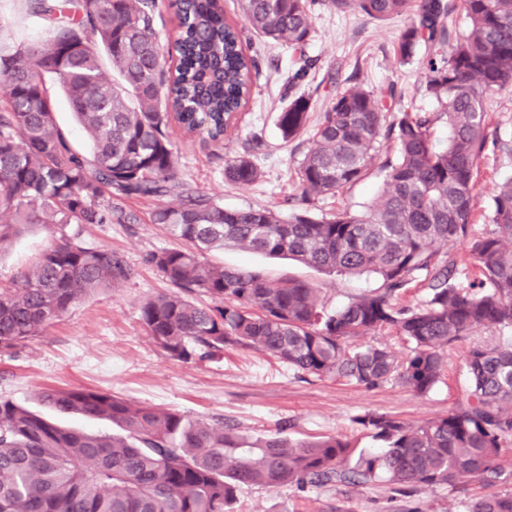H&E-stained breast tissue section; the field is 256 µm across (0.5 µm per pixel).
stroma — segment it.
<instances>
[{
  "mask_svg": "<svg viewBox=\"0 0 512 512\" xmlns=\"http://www.w3.org/2000/svg\"><path fill=\"white\" fill-rule=\"evenodd\" d=\"M407 17L373 19L332 7L329 0L314 9V32L306 47L312 68L301 85L314 104L307 126L315 128L320 110L355 82L365 89H392L394 109L434 112L438 104L425 90L427 47L400 62L398 39ZM41 21L28 13L25 0H0V40L23 41L43 34ZM253 52L261 72L252 99L239 126L224 143L214 146L201 138L179 139L181 178L188 190L214 196L225 208H268L288 216V196L298 194L296 169L308 146L307 133L283 141L278 116L287 107L284 80L288 55L268 42L254 41ZM253 146L262 170L259 181L242 188L224 180L226 158ZM512 177V155L487 151L478 166L479 201L472 220L475 233L493 228V189ZM382 182L379 169L352 188L320 198L312 211L330 214L360 209ZM136 224H68L62 234L79 235L88 245L122 256L131 269L129 279L98 291L55 320L23 347L0 353V399L54 419L60 426L87 432H111L106 421L62 414L39 401L49 388L109 392L132 402L179 411L213 427L233 426L252 439L270 436L316 440L341 436L358 448L372 447L371 438L353 422L355 415L376 410L409 423L446 415L462 395L466 381L460 368L467 346L489 340L490 331H474L467 341L449 348L442 380L428 395L419 397L399 383L376 389L333 378L301 376L267 353L240 347L194 363L165 356L147 335L140 319L142 301L168 291V283L149 263L151 253L173 247L175 241L159 225L150 223L154 205L129 200ZM51 232L30 225L0 250V286L26 271L49 245ZM211 261L228 267L256 269L273 279L295 278L321 291L327 308L348 302L351 296L379 287L373 276L340 277L288 259L228 248L210 253ZM485 490L469 483L460 491L447 486L426 491L414 500L393 496L384 484L352 488L328 484L304 493L290 486L240 487L232 512H465L470 497Z\"/></svg>",
  "mask_w": 512,
  "mask_h": 512,
  "instance_id": "1",
  "label": "stroma"
}]
</instances>
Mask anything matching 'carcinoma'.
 <instances>
[{"label":"carcinoma","instance_id":"1","mask_svg":"<svg viewBox=\"0 0 512 512\" xmlns=\"http://www.w3.org/2000/svg\"><path fill=\"white\" fill-rule=\"evenodd\" d=\"M338 9L382 19L409 16L397 45L400 61L424 43L427 90L439 112H396L358 84L320 112L296 174L301 207L288 218L268 208L226 209L184 188L172 127L219 142L238 126L258 57L254 38L305 56L317 0H237L230 21L217 0H27L49 23L46 37L0 43V247L30 224H135L125 201L181 197L157 206L150 222L186 247L150 255L172 291L140 308L142 324L170 359L189 363L226 347L254 348L295 371L334 377L368 389L396 381L418 396L441 379L448 347L477 329L512 330V177L496 184L494 230H471L478 163L488 142L489 94L512 87V0H330ZM174 10L179 33L165 54L157 30ZM467 29L448 41L444 19L455 9ZM108 62L118 80L106 78ZM84 130L90 156L79 153L56 120L54 90ZM311 98L293 97L280 112L282 139L306 125ZM448 124V146L436 148L432 126ZM379 191L360 212L329 216L307 209L369 174L378 153ZM506 154L507 141L491 142ZM261 177L251 155L224 165L227 182ZM465 245L470 263L452 250ZM242 247L290 258L338 276L374 275L381 286L326 308L320 290L302 280H273L250 268L225 267L205 254ZM473 265L477 282L459 285ZM129 276L110 249L62 235L34 266L0 288V353H10L97 290ZM416 280L427 288L415 306L398 303ZM204 294L211 304L192 301ZM389 330L407 344L400 356L353 339ZM468 387L448 414L408 424L386 413L353 418L378 443L354 448L330 436L317 441H253L234 428L215 429L174 410L134 404L110 393L46 389L41 400L61 413L112 423V435L58 426L0 400V512H231L241 486L288 485L305 492L324 484L385 483L399 495L461 479L481 486L511 483L498 464L512 438V336L474 344L462 355ZM466 512H512V491L484 495Z\"/></svg>","mask_w":512,"mask_h":512}]
</instances>
